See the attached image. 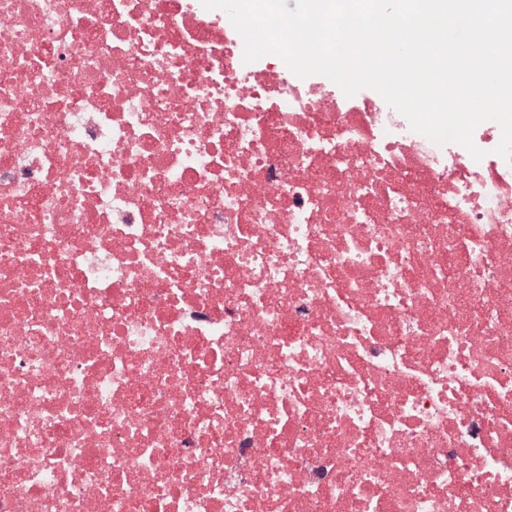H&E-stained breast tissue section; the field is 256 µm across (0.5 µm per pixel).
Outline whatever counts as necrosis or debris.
Listing matches in <instances>:
<instances>
[{
    "label": "necrosis or debris",
    "instance_id": "4bbe7bcc",
    "mask_svg": "<svg viewBox=\"0 0 512 512\" xmlns=\"http://www.w3.org/2000/svg\"><path fill=\"white\" fill-rule=\"evenodd\" d=\"M243 50L0 0V512H512L500 126Z\"/></svg>",
    "mask_w": 512,
    "mask_h": 512
}]
</instances>
